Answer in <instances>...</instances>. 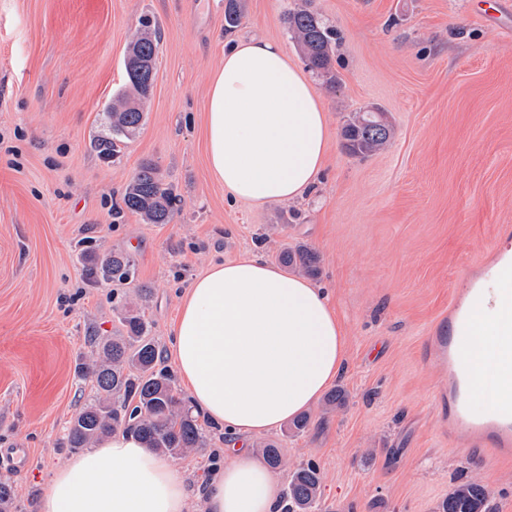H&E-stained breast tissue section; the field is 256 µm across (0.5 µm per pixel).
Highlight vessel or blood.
I'll use <instances>...</instances> for the list:
<instances>
[{"label":"vessel or blood","instance_id":"1","mask_svg":"<svg viewBox=\"0 0 512 512\" xmlns=\"http://www.w3.org/2000/svg\"><path fill=\"white\" fill-rule=\"evenodd\" d=\"M492 278V283H498V290H491V284L470 278L455 291L450 305L456 331L442 344L443 351L448 354V422L457 439L476 445L487 440L494 448L507 451L512 449V395L488 401L479 409L473 407L469 402L470 371L459 357L461 344L470 332L472 317L479 308L490 303L512 307V257L505 255L499 259L492 270Z\"/></svg>","mask_w":512,"mask_h":512}]
</instances>
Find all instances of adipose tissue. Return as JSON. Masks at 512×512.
I'll use <instances>...</instances> for the list:
<instances>
[{
	"mask_svg": "<svg viewBox=\"0 0 512 512\" xmlns=\"http://www.w3.org/2000/svg\"><path fill=\"white\" fill-rule=\"evenodd\" d=\"M330 129L311 80L265 37L224 48L210 83L206 147L212 177L255 206L311 196ZM512 308L483 307L464 345L476 402L512 391L501 333ZM168 352L194 413L223 429L224 467L203 491L186 470L114 432L59 469L38 512H279L280 486L250 446L315 402L339 376L342 326L324 289L248 252L212 265L186 291Z\"/></svg>",
	"mask_w": 512,
	"mask_h": 512,
	"instance_id": "1",
	"label": "adipose tissue"
}]
</instances>
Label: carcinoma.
Here are the masks:
<instances>
[{"label":"carcinoma","instance_id":"1","mask_svg":"<svg viewBox=\"0 0 512 512\" xmlns=\"http://www.w3.org/2000/svg\"><path fill=\"white\" fill-rule=\"evenodd\" d=\"M244 0H224V32L233 33L244 16ZM283 23L303 53L310 68L328 87L337 84L332 59L337 34L311 8V0L283 15ZM160 37L145 23L131 41L125 69L128 88L119 91L108 107L111 133L94 142L98 156L115 159L120 146L135 136L146 118L156 74ZM343 146L356 157L365 158L385 148L391 126L384 112L369 109L348 117L341 130ZM177 197L156 164L146 161L132 177L122 196L123 208L140 216L146 224H169ZM87 281L103 283L135 281L133 258L123 252L97 253L82 250ZM278 260L313 276L317 256L299 246L279 253ZM121 335L98 341L96 357L76 367V373L92 380L95 396L69 423L66 446L74 451L88 448L103 435L122 430L140 438L146 447L180 456L202 444V429L186 401L178 397L171 375L161 367L158 347L148 336V326L138 308H122ZM321 477L315 463L293 471L284 493L283 512H315ZM440 512H492L486 488L475 481L455 485L440 505Z\"/></svg>","mask_w":512,"mask_h":512}]
</instances>
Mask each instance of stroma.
<instances>
[{
  "label": "stroma",
  "mask_w": 512,
  "mask_h": 512,
  "mask_svg": "<svg viewBox=\"0 0 512 512\" xmlns=\"http://www.w3.org/2000/svg\"><path fill=\"white\" fill-rule=\"evenodd\" d=\"M297 0H245L236 37L280 42L306 61L282 18ZM481 0H314L336 29L338 83L313 84L331 133L309 198L253 206L211 176L203 120L224 58V0H0V480L13 512H37L73 454L60 442L94 388L77 377L94 336H117L122 306L141 305L159 349L180 300L209 265L258 252L269 264L313 251L346 332L343 403L318 399L300 434L276 442L280 484L300 465L321 475L318 512H438L461 480L512 512V455L459 447L449 434L448 376L430 344L448 330L458 279L512 245V17L490 24ZM160 32L145 124L119 158L91 144L142 21ZM377 107L388 147L349 155L341 128ZM156 162L180 198L169 224L112 216L142 162ZM123 251L151 290L88 285L81 243ZM182 456L191 483L224 463V432Z\"/></svg>",
  "instance_id": "obj_1"
}]
</instances>
